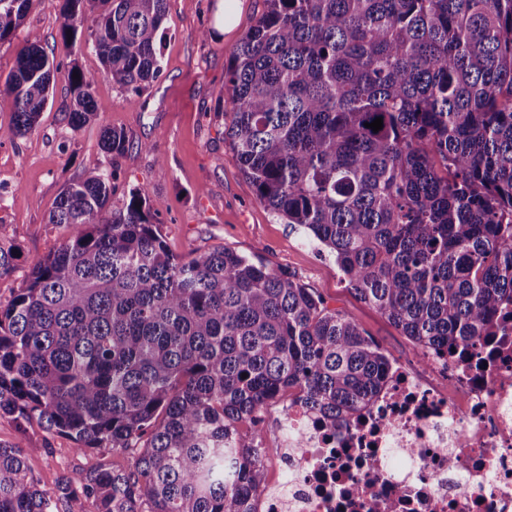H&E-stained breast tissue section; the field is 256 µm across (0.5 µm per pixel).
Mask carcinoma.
<instances>
[{
  "mask_svg": "<svg viewBox=\"0 0 512 512\" xmlns=\"http://www.w3.org/2000/svg\"><path fill=\"white\" fill-rule=\"evenodd\" d=\"M30 0H0V41ZM166 0H64L60 37L89 21L102 75L138 92L161 74ZM61 64L29 33L0 95L23 138ZM78 77H73V74ZM73 65L68 123L105 111ZM225 139L275 217L332 256L355 296L422 352L505 334L512 318V0H264L224 73ZM383 119L377 132L366 127ZM64 186L48 223L67 238L0 306V417L36 421L80 452L138 449L52 493L21 443H0V512H254L271 402L333 426L369 404L380 345L292 273L227 247L170 252L145 188L112 209L108 165ZM17 247L0 227V277ZM247 377H242V374Z\"/></svg>",
  "mask_w": 512,
  "mask_h": 512,
  "instance_id": "1",
  "label": "carcinoma"
}]
</instances>
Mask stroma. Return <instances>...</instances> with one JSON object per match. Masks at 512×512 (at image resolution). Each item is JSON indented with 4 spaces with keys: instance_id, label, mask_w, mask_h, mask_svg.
Masks as SVG:
<instances>
[{
    "instance_id": "obj_1",
    "label": "stroma",
    "mask_w": 512,
    "mask_h": 512,
    "mask_svg": "<svg viewBox=\"0 0 512 512\" xmlns=\"http://www.w3.org/2000/svg\"><path fill=\"white\" fill-rule=\"evenodd\" d=\"M225 0H167V38L162 73L140 93L102 76L101 62L80 27L73 49L63 47L62 0H31L16 37L0 43V84L12 70L27 34L40 36L46 53L63 67L99 73L93 94L105 110L82 127L67 119L72 94L66 74L56 76L54 95L37 128L21 139L0 138V226L19 247L15 271L0 279V303L23 287L32 268L66 239L47 217L61 189L82 179L101 158L100 132L110 126L131 141L114 163L113 208L142 187L160 209L169 250L189 259L218 246L259 257L269 268L295 274L327 306L344 312L389 357L422 363L419 349L377 310L360 301L334 259L319 253L302 231L267 211L238 169L224 139L230 118L224 72L263 0H235L232 26L224 24ZM26 462L41 488L55 491L65 477L95 461L75 451L64 436L32 424L24 442Z\"/></svg>"
}]
</instances>
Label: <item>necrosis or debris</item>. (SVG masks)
Masks as SVG:
<instances>
[{
    "label": "necrosis or debris",
    "mask_w": 512,
    "mask_h": 512,
    "mask_svg": "<svg viewBox=\"0 0 512 512\" xmlns=\"http://www.w3.org/2000/svg\"><path fill=\"white\" fill-rule=\"evenodd\" d=\"M280 418V478L256 512H512V332L421 371L389 362L347 426L291 402Z\"/></svg>",
    "instance_id": "1"
}]
</instances>
